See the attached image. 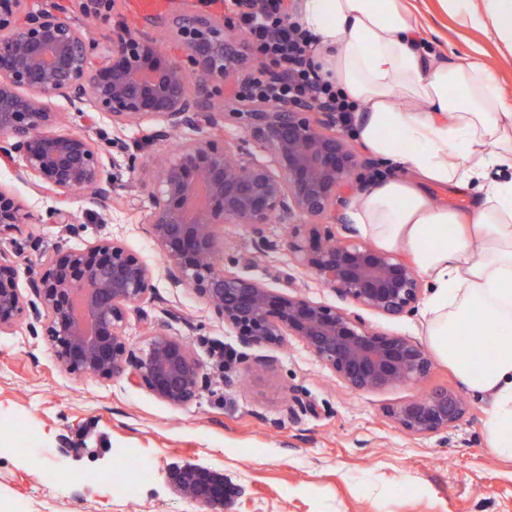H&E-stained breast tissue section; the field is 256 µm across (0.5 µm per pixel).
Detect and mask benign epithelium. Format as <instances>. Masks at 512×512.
Wrapping results in <instances>:
<instances>
[{"mask_svg": "<svg viewBox=\"0 0 512 512\" xmlns=\"http://www.w3.org/2000/svg\"><path fill=\"white\" fill-rule=\"evenodd\" d=\"M24 0H0V159L20 158L38 189L66 201L90 192L104 206L108 181L98 149L86 136L47 134L64 99L80 115L98 112L117 128L150 124L165 141L177 130L224 126V109L213 101L224 75L243 65L239 43L224 37L211 16L180 14L172 29L187 51L188 65L168 59L154 37L118 28L97 46L67 18ZM81 12L104 15L112 0H80ZM248 138L224 146L209 136L179 144L153 172L148 190L147 232L165 260L175 288L202 298L244 347L281 346L299 339L353 391H372L421 380L432 361L405 336L370 329L354 311L270 288L225 266L216 226L247 224L268 249L265 229L292 227L288 248L315 281L342 299L387 317L410 312L422 279L403 254L356 238L344 210L350 196L369 187L363 170L371 159L336 133V113L318 100H288L248 113ZM253 143L262 153L246 149ZM14 196L0 189V237L25 223ZM326 225H319V221ZM21 267L0 251V333L31 319L42 324L57 364L72 374L124 379L175 407L200 397L203 365L187 340L165 328L133 348L124 334L131 307L151 299L153 269L114 239L80 250L56 249L42 271L19 288ZM456 391L434 389L391 410L399 429L412 436L446 431L464 416ZM171 481L192 502L215 510L231 503L232 491L206 469L175 470Z\"/></svg>", "mask_w": 512, "mask_h": 512, "instance_id": "obj_1", "label": "benign epithelium"}]
</instances>
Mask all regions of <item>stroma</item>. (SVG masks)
<instances>
[{
	"label": "stroma",
	"mask_w": 512,
	"mask_h": 512,
	"mask_svg": "<svg viewBox=\"0 0 512 512\" xmlns=\"http://www.w3.org/2000/svg\"><path fill=\"white\" fill-rule=\"evenodd\" d=\"M65 17L86 25L92 38L107 44L115 28L153 35L169 43L171 55L186 62L183 45L167 29L172 14H224V0H166L160 13L139 16L130 0H113L111 11L86 23L78 0H56ZM419 30L437 59L472 57L494 71L512 109V51L480 28L447 11L441 0H409ZM261 62L245 64L224 80L215 103L224 105L227 138L246 135L248 102L237 99L240 84ZM55 132L88 135L114 189L106 207L88 200V192L68 201L75 226L53 223L58 201L24 176L19 164L0 162V189L31 213L4 249L26 269H38L43 255L62 247H80L117 239L154 270V294L131 310L125 332L134 347L147 339L148 326L184 335L204 365L206 386L199 399L183 408L158 400L125 380H105L62 372L42 327L19 323L0 334V512H203L184 499L168 478L174 468L201 467L222 476L233 491L226 512H512V458L486 446L491 400L474 393L441 358H434L423 380L377 391L347 389L305 346L288 338L281 348H244L207 303L165 276L164 259L143 219L149 202L142 168L169 158L185 129L166 143L149 139L147 127L119 130L104 115L83 117L60 99ZM217 245L225 258L245 257L248 275L335 307L346 302L319 286L297 263L284 241L282 225L266 229L276 250L258 244L249 226L221 224ZM371 328L426 343L421 310L391 319L363 311ZM273 366L258 369V357ZM234 377L225 385V377ZM436 387L460 392L467 402L462 420L448 431L411 436L400 431L388 411ZM307 407L297 420L284 419L291 397ZM27 427L40 437V461L15 445L13 428ZM122 459L150 466L152 476L128 497L115 479ZM57 466L75 482L51 489L43 485L39 465Z\"/></svg>",
	"instance_id": "obj_1"
}]
</instances>
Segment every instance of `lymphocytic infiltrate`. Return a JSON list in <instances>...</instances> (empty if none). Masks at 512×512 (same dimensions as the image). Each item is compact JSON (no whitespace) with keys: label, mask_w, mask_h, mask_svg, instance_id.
Here are the masks:
<instances>
[{"label":"lymphocytic infiltrate","mask_w":512,"mask_h":512,"mask_svg":"<svg viewBox=\"0 0 512 512\" xmlns=\"http://www.w3.org/2000/svg\"><path fill=\"white\" fill-rule=\"evenodd\" d=\"M224 4L231 13L229 25L243 30L250 52L262 60L258 73L241 85V99H327L333 102L340 124H349L357 107L320 75L313 55L315 38L293 21L288 0H258L254 9L245 8L243 0H224Z\"/></svg>","instance_id":"1"}]
</instances>
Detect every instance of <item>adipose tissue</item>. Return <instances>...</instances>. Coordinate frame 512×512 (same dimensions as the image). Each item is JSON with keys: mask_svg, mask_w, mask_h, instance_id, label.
Instances as JSON below:
<instances>
[{"mask_svg": "<svg viewBox=\"0 0 512 512\" xmlns=\"http://www.w3.org/2000/svg\"><path fill=\"white\" fill-rule=\"evenodd\" d=\"M512 51V0H447ZM323 72L360 106L354 134L395 177L348 219L379 249L404 251L431 282L427 339L473 392L490 396L486 444L512 456V113L490 69L436 60L403 0H302ZM416 107H408V100ZM429 185L473 190L468 218Z\"/></svg>", "mask_w": 512, "mask_h": 512, "instance_id": "adipose-tissue-1", "label": "adipose tissue"}]
</instances>
